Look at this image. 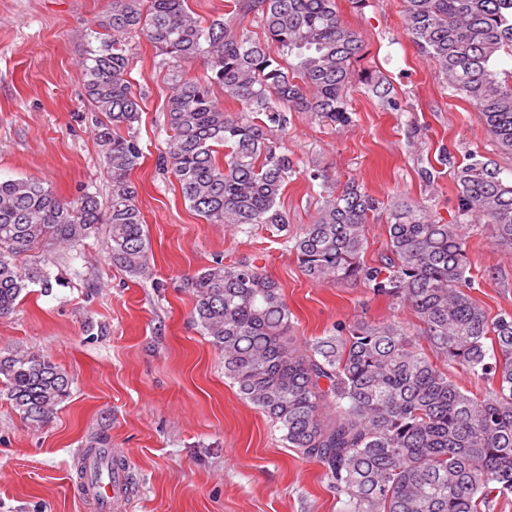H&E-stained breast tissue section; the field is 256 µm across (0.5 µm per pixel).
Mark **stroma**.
Segmentation results:
<instances>
[{"instance_id":"1","label":"stroma","mask_w":512,"mask_h":512,"mask_svg":"<svg viewBox=\"0 0 512 512\" xmlns=\"http://www.w3.org/2000/svg\"><path fill=\"white\" fill-rule=\"evenodd\" d=\"M112 0H0V180L32 178L66 200L90 191L107 200L111 183L96 139L99 113L82 95L83 34ZM341 20L364 42L360 67L383 75L400 111L364 86L350 100L355 120L332 127L292 112L284 141L295 162L279 199L288 228L259 224L233 231L210 224L184 202L172 174L159 171L166 149L169 85L155 48L137 38L131 77L142 97L134 126L144 157L131 178L151 243V273L112 265L106 228L80 252L37 249L22 258L61 279L39 285L0 317V351L49 356L72 380L49 422L36 427L0 397V512H94L78 486L77 462L106 438L131 454L125 512H342L322 465L282 440L269 418L224 376V360L191 321L185 279L220 259L253 260L279 283L306 342L337 322L397 317L360 283L317 284L287 246L312 223L319 169L356 180L384 202L431 205L444 221L457 212L455 167L471 152L495 161L504 180L512 160L499 156L472 106L454 94L405 29L400 0H337ZM472 298L489 318L512 314V249L494 245L488 225H465Z\"/></svg>"}]
</instances>
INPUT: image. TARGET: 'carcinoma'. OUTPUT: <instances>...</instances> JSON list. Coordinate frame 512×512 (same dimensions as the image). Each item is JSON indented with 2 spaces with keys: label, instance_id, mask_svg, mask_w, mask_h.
<instances>
[{
  "label": "carcinoma",
  "instance_id": "1",
  "mask_svg": "<svg viewBox=\"0 0 512 512\" xmlns=\"http://www.w3.org/2000/svg\"><path fill=\"white\" fill-rule=\"evenodd\" d=\"M224 16L203 18L188 0H112L85 32L87 100L108 123L98 131L112 191L106 204L87 192L67 201L41 181H0V315L28 284L63 285L16 257L39 247L75 250L97 225L110 228L112 264L148 276L152 258L131 173L143 155L132 133L141 97L131 81V39L156 49L171 94V135L161 156L190 208L209 224L236 230L288 227L278 205L294 163L284 143L289 112H313L330 125L353 122L349 91L360 82L398 110L384 78L355 69L359 34L336 0H232ZM406 26L448 88L468 99L512 159V0H403ZM202 59L207 74L184 77ZM240 104L224 111L215 95ZM456 218L395 200L386 209L384 253L365 259L369 216L378 201L354 180L339 187L319 171L320 205L293 238L302 272L317 283L359 282L376 297L409 308L414 333L397 320L338 322L300 345L279 284L250 261L221 260L186 280L193 319L224 357V377L282 432L288 447L319 462L343 512H491L512 495V315L489 320L468 293L470 263L462 225H492L495 244L512 249V181L471 153L455 173ZM490 384L482 394L458 385L432 357ZM0 382L13 408L36 426L48 422L72 380L49 357L0 353Z\"/></svg>",
  "mask_w": 512,
  "mask_h": 512
}]
</instances>
